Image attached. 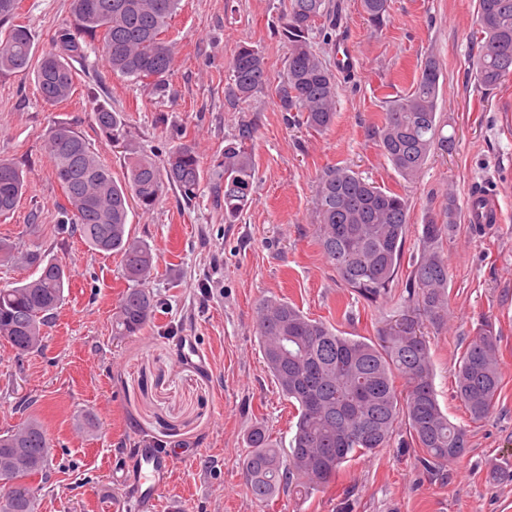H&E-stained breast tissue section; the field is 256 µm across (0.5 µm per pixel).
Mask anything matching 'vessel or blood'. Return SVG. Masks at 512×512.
Returning <instances> with one entry per match:
<instances>
[{"mask_svg": "<svg viewBox=\"0 0 512 512\" xmlns=\"http://www.w3.org/2000/svg\"><path fill=\"white\" fill-rule=\"evenodd\" d=\"M470 197L483 203L482 223H499L500 209L489 190H473ZM174 459V453H163L147 444L136 448L119 480L125 496L133 500L136 512H156L161 490L172 476Z\"/></svg>", "mask_w": 512, "mask_h": 512, "instance_id": "obj_1", "label": "vessel or blood"}]
</instances>
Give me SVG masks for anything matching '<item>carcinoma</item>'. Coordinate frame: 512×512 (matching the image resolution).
<instances>
[{
	"mask_svg": "<svg viewBox=\"0 0 512 512\" xmlns=\"http://www.w3.org/2000/svg\"><path fill=\"white\" fill-rule=\"evenodd\" d=\"M181 0H71L74 24L59 29L55 47L35 51L27 27L11 23L17 0H0V74L30 72L42 101L55 105L75 91L72 62L86 55V38L101 37L102 57L114 75L166 86L176 50L165 36ZM368 22L379 27L388 17L389 0H360ZM340 4L335 0H288L279 35L288 47L286 67L276 95L281 110L296 112L316 133L336 120V74L315 49L316 40L336 28ZM476 33L481 50L472 63L474 80L485 90L512 76V0H478ZM236 100L246 102L270 82L261 52L238 46L227 64ZM439 62L421 63L412 90L392 102L377 134L381 150L407 181L422 173L432 149H448L437 116ZM92 118L108 140L123 141L126 175L112 169L65 123H54L45 140L66 203L59 206L62 223L89 250L117 254L132 287L122 295L112 317L117 336H133L148 324L157 300L145 286L153 270L149 244L133 237L129 212L136 204L149 212L168 188L190 201L207 170L192 144H180L157 159L127 138L121 114L103 104ZM253 129L245 127L228 140L212 172L224 186V220L233 222L252 200L256 176ZM28 185L21 165L0 158V217L9 216ZM408 198L384 190L354 170L336 166L319 179L315 198V232L323 255L344 286L371 306L391 299L409 224ZM458 207L448 195L440 217L422 226L420 255L406 281V312L378 330L376 339L343 336L319 319H311L286 300L269 299L256 311V331L263 360L281 394L297 411L289 447L281 448L263 427L247 436L244 477L251 496L263 504L282 493L306 494L336 478L343 464L373 455L405 429L402 447L413 448L419 463L436 468L464 455L468 430L451 422L438 403L430 346L423 322L439 327L448 321V258ZM21 261L35 277L0 288V338L18 354L42 346L45 327L65 301L71 272L46 259L39 250L17 255L0 240V265ZM499 334L492 318L482 319L458 360L456 396L472 421L495 408L501 390ZM42 422L30 418L0 434V455L11 458L13 489L0 499V512H35L40 487L47 479L51 456Z\"/></svg>",
	"mask_w": 512,
	"mask_h": 512,
	"instance_id": "obj_1",
	"label": "carcinoma"
}]
</instances>
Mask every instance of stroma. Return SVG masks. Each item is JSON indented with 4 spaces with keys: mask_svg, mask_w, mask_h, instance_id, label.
Returning <instances> with one entry per match:
<instances>
[{
    "mask_svg": "<svg viewBox=\"0 0 512 512\" xmlns=\"http://www.w3.org/2000/svg\"><path fill=\"white\" fill-rule=\"evenodd\" d=\"M341 4L338 34L352 46L354 64L338 78L336 122L323 133L288 124L274 88L243 103L230 91L227 62L240 44L263 53L271 77L282 72L283 0H182L166 32L177 55L162 92L113 75L96 45L74 64V95L54 106L42 101L31 74H0V158L20 162L28 184L17 210L0 218V240L41 249L72 273L41 351L18 357L0 343V432L35 417L52 445L37 512H134L112 479L127 449L143 441L179 453L158 512H512V481L491 477L495 467L512 465V76L490 91L475 84L469 62L480 49L472 37L477 0H390L379 28L364 19L359 0ZM70 19V0H19L13 22L26 26L43 52ZM429 56L442 68L437 112L452 144L431 153L419 178L407 182L383 156L375 129L390 102L410 92ZM98 103L122 113L156 156L188 142L208 165L242 125L254 131L253 200L235 222H225L214 205L210 178L196 199L171 190L152 211H131L132 234L153 250L147 286L158 307L140 335L125 338L112 334L128 287L120 259L89 251L61 230L63 190L44 148L52 123L70 124L121 177V149L91 118ZM336 165L409 200L401 286L386 305L358 301L317 242L316 189ZM478 186L493 191L503 221L459 224L444 245L448 323L422 328L438 402L469 430L466 454L430 473L413 449L393 444L346 462L309 496L282 494L260 505L242 473L246 436L261 426L288 444L296 419L264 366L258 304L285 299L347 336L374 338L401 311L424 221L438 215L449 192L466 208ZM484 315L500 335L502 389L493 413L473 423L455 396L453 373ZM183 336L195 337L205 364L180 363ZM86 413L98 422L95 435L76 425Z\"/></svg>",
    "mask_w": 512,
    "mask_h": 512,
    "instance_id": "35a3bbf8",
    "label": "stroma"
}]
</instances>
